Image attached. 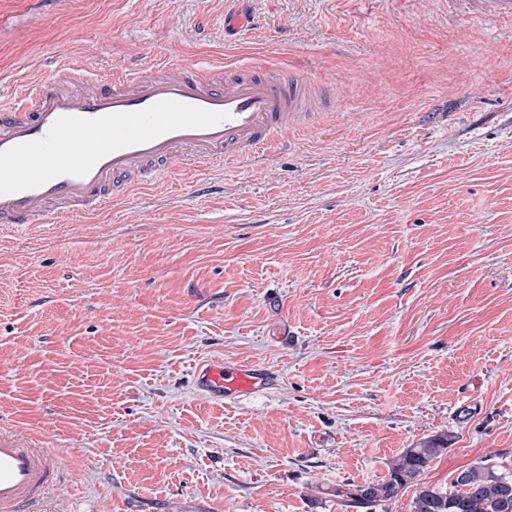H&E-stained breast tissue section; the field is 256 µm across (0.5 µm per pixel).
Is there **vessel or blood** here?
Instances as JSON below:
<instances>
[{"instance_id": "obj_1", "label": "vessel or blood", "mask_w": 512, "mask_h": 512, "mask_svg": "<svg viewBox=\"0 0 512 512\" xmlns=\"http://www.w3.org/2000/svg\"><path fill=\"white\" fill-rule=\"evenodd\" d=\"M72 67L0 103V224H43L100 211L118 181L148 185L160 165L223 164L261 156L305 115L308 90L257 66L228 70L160 63L87 79ZM200 390L234 400L271 389L272 372L205 361ZM53 461L0 434V512H17L48 485Z\"/></svg>"}]
</instances>
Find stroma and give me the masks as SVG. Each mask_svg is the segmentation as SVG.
Returning <instances> with one entry per match:
<instances>
[{"mask_svg":"<svg viewBox=\"0 0 512 512\" xmlns=\"http://www.w3.org/2000/svg\"><path fill=\"white\" fill-rule=\"evenodd\" d=\"M251 26L229 35L224 15ZM67 62L266 63L320 88L280 149L58 223L0 224V429L57 461L39 512H355L512 469V14L485 0H0V98ZM278 377L234 404L200 361ZM448 435L441 433L404 448L394 456L387 474L380 480L356 484L347 481L336 485L334 494L345 507L367 509L397 499L408 487L416 489L413 512H512V472L485 461L453 477L449 492L437 491L421 483L430 463L448 451Z\"/></svg>","mask_w":512,"mask_h":512,"instance_id":"obj_1","label":"stroma"}]
</instances>
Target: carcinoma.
Returning a JSON list of instances; mask_svg holds the SVG:
<instances>
[{
  "mask_svg": "<svg viewBox=\"0 0 512 512\" xmlns=\"http://www.w3.org/2000/svg\"><path fill=\"white\" fill-rule=\"evenodd\" d=\"M448 434L441 433L411 445L394 456L379 480L336 486L334 495L345 507L372 510L415 488L413 512H512V472L480 461L452 479V490L438 491L421 483L430 463L448 450Z\"/></svg>",
  "mask_w": 512,
  "mask_h": 512,
  "instance_id": "1",
  "label": "carcinoma"
}]
</instances>
